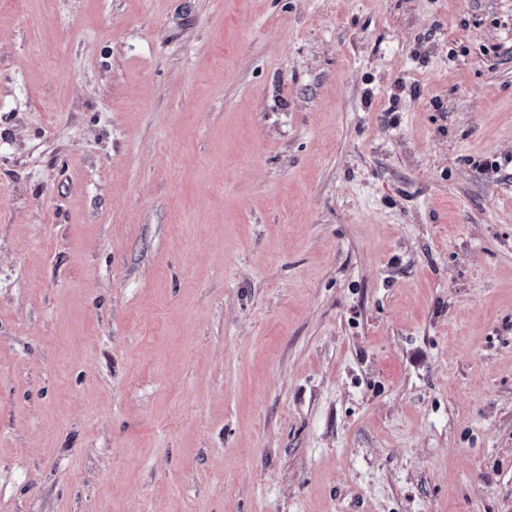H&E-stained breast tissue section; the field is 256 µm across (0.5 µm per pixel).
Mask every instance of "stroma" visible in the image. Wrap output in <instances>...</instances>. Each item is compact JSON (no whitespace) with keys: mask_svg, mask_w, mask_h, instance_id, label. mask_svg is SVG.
<instances>
[{"mask_svg":"<svg viewBox=\"0 0 512 512\" xmlns=\"http://www.w3.org/2000/svg\"><path fill=\"white\" fill-rule=\"evenodd\" d=\"M0 512H512V0H0Z\"/></svg>","mask_w":512,"mask_h":512,"instance_id":"35a3bbf8","label":"stroma"}]
</instances>
